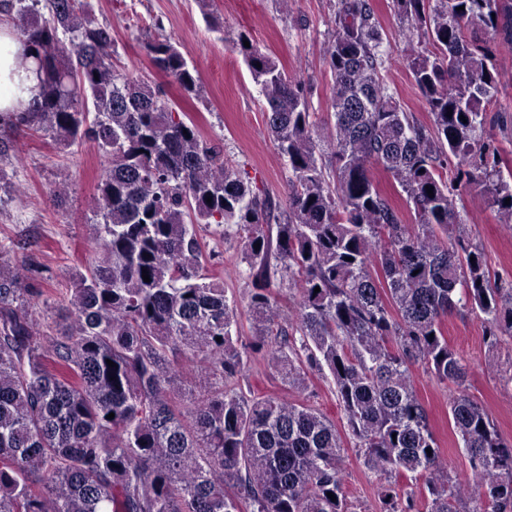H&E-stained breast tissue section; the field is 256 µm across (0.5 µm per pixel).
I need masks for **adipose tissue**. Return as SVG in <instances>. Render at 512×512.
<instances>
[{
  "instance_id": "adipose-tissue-1",
  "label": "adipose tissue",
  "mask_w": 512,
  "mask_h": 512,
  "mask_svg": "<svg viewBox=\"0 0 512 512\" xmlns=\"http://www.w3.org/2000/svg\"><path fill=\"white\" fill-rule=\"evenodd\" d=\"M35 68L14 29L0 24V112L31 108L39 94Z\"/></svg>"
}]
</instances>
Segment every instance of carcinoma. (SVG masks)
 Returning <instances> with one entry per match:
<instances>
[{
    "mask_svg": "<svg viewBox=\"0 0 512 512\" xmlns=\"http://www.w3.org/2000/svg\"><path fill=\"white\" fill-rule=\"evenodd\" d=\"M392 7L399 37L424 40L406 67L426 122L384 82L392 54L372 0L336 6L324 48L331 126L314 120L303 78L246 36L235 43L291 173L277 220L247 170L224 163L159 88L116 69L112 26L83 0H0L40 88L37 111L0 114V192L13 188L6 165L29 130L65 147L91 142L104 160L94 246L66 292L45 297L39 264L13 263L0 244V512H351L346 436L380 480L383 512H415L400 486L408 476L424 478L428 512H512V444L465 393L470 367L443 331L466 312L483 316L492 345L512 333V280L491 277L456 205L477 186L512 224V161L494 133L500 117L487 113L499 74L484 41L512 49V0ZM147 51L198 91L177 45L156 38ZM205 232L238 240L251 347L289 388L304 389L310 372L331 379L346 435L304 401L244 394L238 303L207 268ZM276 278L297 290L291 315L270 289ZM415 366L456 389L449 421L464 480L439 460Z\"/></svg>",
    "mask_w": 512,
    "mask_h": 512,
    "instance_id": "cac0c4a2",
    "label": "carcinoma"
}]
</instances>
